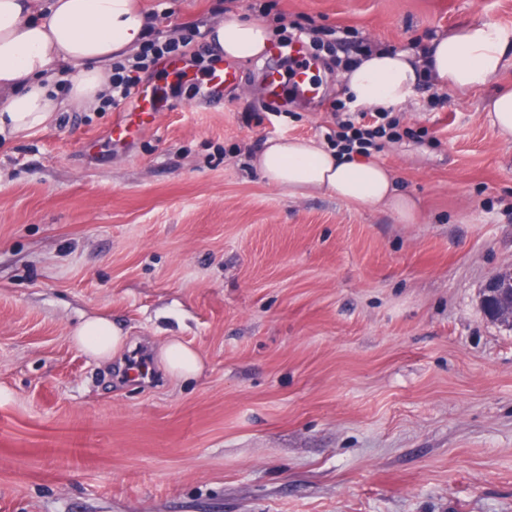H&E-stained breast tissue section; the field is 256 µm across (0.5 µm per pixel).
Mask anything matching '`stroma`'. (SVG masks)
Here are the masks:
<instances>
[{
	"label": "stroma",
	"instance_id": "35a3bbf8",
	"mask_svg": "<svg viewBox=\"0 0 512 512\" xmlns=\"http://www.w3.org/2000/svg\"><path fill=\"white\" fill-rule=\"evenodd\" d=\"M149 36L254 18L252 0H143ZM336 29L318 97L275 115L257 63L220 102L208 72L156 68L170 108L129 145L111 106L0 140V512H512V328L480 305L512 272V143L484 89L420 86L419 138L386 144L422 221L328 195L295 200L252 163L264 143H325L345 93L334 55L416 52L456 27L512 29V0H278ZM110 318L103 364L70 338ZM176 337L203 373L176 382ZM159 358L162 368L173 380L194 378L203 369L199 353L178 340H172L162 346Z\"/></svg>",
	"mask_w": 512,
	"mask_h": 512
}]
</instances>
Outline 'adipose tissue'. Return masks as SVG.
Returning <instances> with one entry per match:
<instances>
[{
  "label": "adipose tissue",
  "instance_id": "obj_1",
  "mask_svg": "<svg viewBox=\"0 0 512 512\" xmlns=\"http://www.w3.org/2000/svg\"><path fill=\"white\" fill-rule=\"evenodd\" d=\"M142 0H0V136L45 125L66 108L101 104L112 81V63L130 56L148 32ZM274 36L264 23L217 20L208 41L217 55L236 61L264 56ZM512 31L473 21L439 37L420 54L377 49L343 74L355 105L406 106L423 77L459 92L482 89L505 66ZM65 95H58L57 86ZM267 182L298 199L329 195L366 208H384L400 223L415 224L420 208L399 191L394 171L374 159L349 157L298 138L269 140L254 157ZM73 341L88 355L111 362L126 338L110 319L84 321ZM159 358L173 379L198 376L199 353L181 341L161 347Z\"/></svg>",
  "mask_w": 512,
  "mask_h": 512
}]
</instances>
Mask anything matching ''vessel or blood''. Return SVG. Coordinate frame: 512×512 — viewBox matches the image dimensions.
<instances>
[{"mask_svg": "<svg viewBox=\"0 0 512 512\" xmlns=\"http://www.w3.org/2000/svg\"><path fill=\"white\" fill-rule=\"evenodd\" d=\"M270 57L279 58L289 56L294 61L292 73L286 74L273 68L265 74V85L271 102L279 110L289 107V92L299 95L316 96L317 90L312 83L309 73L314 67V60L310 59L305 43L294 40L289 46H282L279 42H270L267 49ZM240 80L238 70L233 66L214 71L205 88L204 93L210 99H218L224 88L236 85ZM168 101L161 88L151 84L139 87L133 97L131 108L119 115L113 121L109 131V139L114 143H122L132 139L134 133L143 126L152 124L157 113L167 111Z\"/></svg>", "mask_w": 512, "mask_h": 512, "instance_id": "obj_1", "label": "vessel or blood"}]
</instances>
